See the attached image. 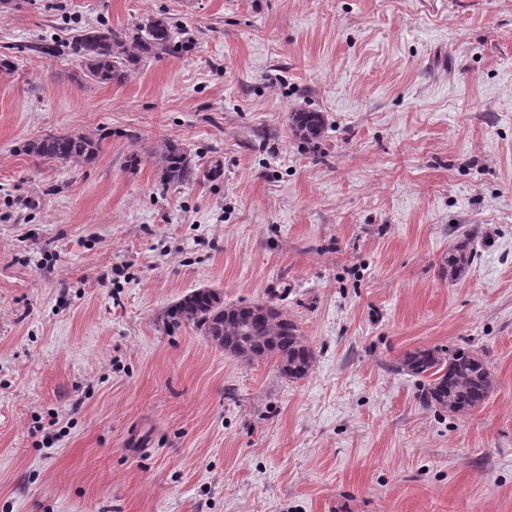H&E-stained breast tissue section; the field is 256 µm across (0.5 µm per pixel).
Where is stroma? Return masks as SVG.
Wrapping results in <instances>:
<instances>
[{"label":"stroma","instance_id":"stroma-1","mask_svg":"<svg viewBox=\"0 0 512 512\" xmlns=\"http://www.w3.org/2000/svg\"><path fill=\"white\" fill-rule=\"evenodd\" d=\"M151 16L191 49L69 53ZM70 132L93 163L22 151ZM198 288L277 304L311 375L168 329ZM466 344L489 398L423 407L399 359ZM0 512H512V0H0ZM179 33L168 22L148 17L131 32L92 26L77 38L74 53L91 80L122 83L143 58L159 53L180 54L190 48L188 40H177ZM289 122L296 136L305 141L318 139L325 128L320 112H293L289 114ZM155 157L160 168L159 178L165 184H187L195 179V165L184 147L169 143ZM473 235L471 232L462 233L454 238V243L448 251V276L451 278L460 277L465 269L474 260Z\"/></svg>","mask_w":512,"mask_h":512}]
</instances>
